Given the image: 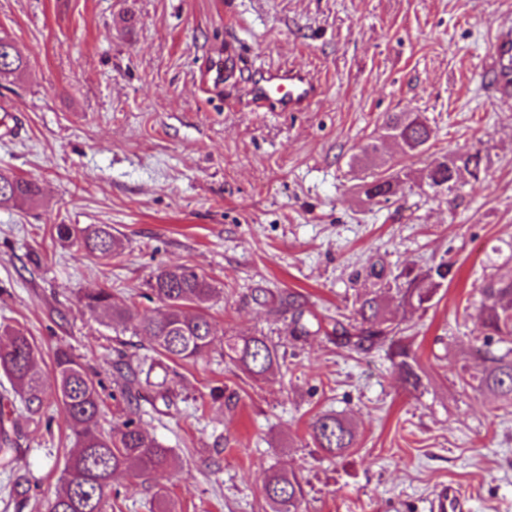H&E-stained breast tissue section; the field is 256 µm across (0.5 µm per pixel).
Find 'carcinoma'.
I'll return each instance as SVG.
<instances>
[{"mask_svg":"<svg viewBox=\"0 0 512 512\" xmlns=\"http://www.w3.org/2000/svg\"><path fill=\"white\" fill-rule=\"evenodd\" d=\"M26 61L16 52L11 41L0 38V74L23 72ZM384 136H391L404 153L417 156L430 148L434 130L419 112H392L383 123ZM379 158L377 142H368L353 156L356 163L374 164ZM475 183L486 180L480 151L467 150L444 155L428 164L419 173V183L433 193L452 190L462 174ZM413 176L402 169L389 174L377 173L372 180L358 186L366 200L379 205L390 201L394 184ZM40 189L36 182L0 171V205H32ZM62 242H77L85 253L102 259L115 257L120 241L108 224H91L77 229L70 224L54 225ZM453 263L441 261L426 270L403 268L393 276L384 263L368 259L367 276L386 281L384 288H372L358 293L353 302L354 312L348 322L336 321L332 333L341 344L355 350H367L375 345H388L389 357L404 382L414 389L422 384L416 353L396 337L390 325L388 308L393 302L401 307L427 310L451 273ZM147 297L156 299L162 311L156 317H142L125 303L112 298L106 288L86 293L84 307L103 318L112 328L130 330L135 336L150 341L158 360L175 365L195 361L207 354L219 340H224V356L251 378L258 380L279 365L278 346L264 335L219 337V331L206 312L207 304L220 289L213 286L195 269L170 266L157 271L148 282ZM478 317L485 328V338L475 351L491 363L481 375L473 377L478 387L504 403L512 404V347L496 355L489 350L490 337L512 343V275L491 276L478 288ZM280 305L291 311L289 334L296 338L314 336L324 330L322 321L297 303L295 295L280 299ZM116 370L125 380L120 390L125 403L123 420L105 434L98 429V416L103 402L98 384L84 365L68 350L60 349L54 358L57 394L65 420L76 438V447L69 454L60 476V487L47 502L46 512H104L111 492L112 477L124 470L146 480L173 462L172 449L164 448L139 426L138 400L142 385V368H133L121 358ZM0 372L11 383L34 418L43 406L40 383L39 349L34 339L16 326H0ZM310 437L315 447L330 456L342 457L356 445V433L348 420L333 411L321 412L312 419ZM16 432L6 428L0 411V465L8 468L15 460ZM264 496L270 512H304L305 489L298 478L285 471L272 472L264 485Z\"/></svg>","mask_w":512,"mask_h":512,"instance_id":"cac0c4a2","label":"carcinoma"}]
</instances>
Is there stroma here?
<instances>
[{
  "instance_id": "35a3bbf8",
  "label": "stroma",
  "mask_w": 512,
  "mask_h": 512,
  "mask_svg": "<svg viewBox=\"0 0 512 512\" xmlns=\"http://www.w3.org/2000/svg\"><path fill=\"white\" fill-rule=\"evenodd\" d=\"M512 31V0H0V37L27 59L0 76V169L36 180L34 205L0 207V324L41 351L44 408L33 422L9 380L0 398L19 430L13 472L0 470V512H45L75 439L56 397L53 354L69 349L101 384L99 425L118 418V353H150L116 337L83 306L112 289L155 316L147 283L187 265L220 287L208 312L229 335L264 334L285 355L256 381L222 348L177 365L168 399L141 392L140 425L172 449L171 467L141 485L112 482L111 512H150L164 490L179 512H269L263 486L295 473L307 512H426L438 485L463 488L472 512H512V406L466 385L481 373L478 288L512 270V90H492L488 60ZM231 57L222 84L211 60ZM294 69L320 91L300 112L248 103L255 72ZM389 112H421L426 155L382 140ZM394 168L480 149L488 180L433 196L401 185L385 207L357 187L371 173L352 155L369 141ZM108 224L120 254L104 260L60 242L55 225ZM392 270L454 263L424 311L393 309L423 384L406 387L387 350L356 354L326 335L293 339L279 295L326 324L373 282L368 257ZM349 419L357 444L341 458L315 448L312 418ZM23 477L27 495L13 494Z\"/></svg>"
}]
</instances>
